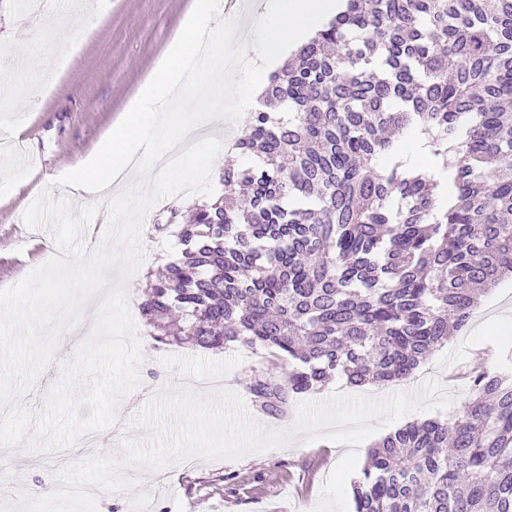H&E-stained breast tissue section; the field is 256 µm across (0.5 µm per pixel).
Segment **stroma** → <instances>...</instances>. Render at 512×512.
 <instances>
[{"label": "stroma", "instance_id": "obj_1", "mask_svg": "<svg viewBox=\"0 0 512 512\" xmlns=\"http://www.w3.org/2000/svg\"><path fill=\"white\" fill-rule=\"evenodd\" d=\"M192 7L193 0H0V85L11 89L0 127L19 128L23 137L20 145H0V181L10 184L0 192V289L48 261L55 246L52 232L28 228L24 212L42 190L68 200L73 210L83 208V199L72 188L56 186V179L98 148L167 53ZM47 63L55 68L56 81L31 97L29 90L40 85ZM206 201L203 194L162 200L147 214L145 256L136 271L129 276L116 267L106 272L113 284L127 286L143 362L139 387L121 399L114 424L99 434L103 451L119 459L124 437L144 438V430L132 425L134 415L150 399L174 392L173 381L182 375L237 379L232 392L251 417L290 437L282 447L237 459L201 458L190 467L177 464L160 471L126 469L130 489L99 496L98 512H136L134 504L142 498L150 500L151 512H315L324 482L353 449L327 440L308 443L295 433L299 399L278 417L256 408L244 381L266 370L264 357L240 345L207 350L155 343L140 315L148 276L180 250L177 237L153 232L152 222L166 221L170 209L183 214ZM511 350L512 281L505 279L481 298L468 324L452 331L447 344L400 386L413 391L437 380L451 394V404L409 413L405 422L454 416L471 396L467 371L480 365L495 370L496 354ZM370 447L365 441L353 450L359 462H366ZM94 453L82 441L45 452L7 451L0 457V512H19L22 496L53 491L58 470Z\"/></svg>", "mask_w": 512, "mask_h": 512}]
</instances>
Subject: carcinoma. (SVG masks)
Returning a JSON list of instances; mask_svg holds the SVG:
<instances>
[{
	"mask_svg": "<svg viewBox=\"0 0 512 512\" xmlns=\"http://www.w3.org/2000/svg\"><path fill=\"white\" fill-rule=\"evenodd\" d=\"M224 199L194 207L140 303L154 341L241 344L288 378L255 375L257 407L336 376L407 380L479 291L512 277V0H347L271 75ZM416 126L437 160L394 149ZM450 419L370 449L355 512H512V366L468 373Z\"/></svg>",
	"mask_w": 512,
	"mask_h": 512,
	"instance_id": "cac0c4a2",
	"label": "carcinoma"
}]
</instances>
